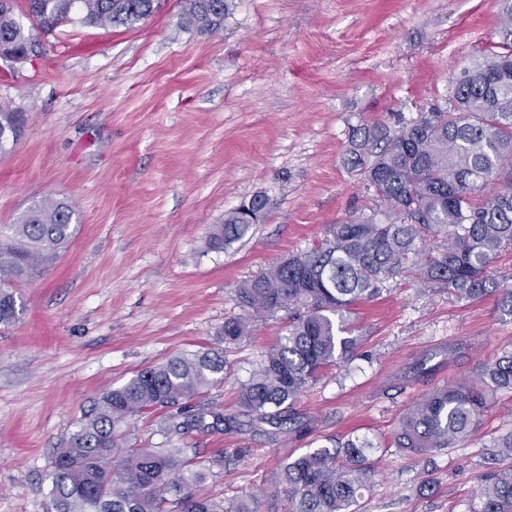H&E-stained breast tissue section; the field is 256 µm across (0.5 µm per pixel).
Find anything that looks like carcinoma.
Listing matches in <instances>:
<instances>
[{"label":"carcinoma","instance_id":"obj_1","mask_svg":"<svg viewBox=\"0 0 512 512\" xmlns=\"http://www.w3.org/2000/svg\"><path fill=\"white\" fill-rule=\"evenodd\" d=\"M182 23L215 27L229 0H184ZM29 16L49 33L72 20L131 28L149 17L156 0H28ZM499 41L491 57L465 65L451 83L450 108L421 110L394 129L380 122L351 130V168L360 171L381 208L329 228L318 245L289 255L239 288L244 314L224 320L222 348L181 352L146 368L103 394L57 450L50 496L55 512H258L253 496L229 504L197 495L213 468L238 461L246 449L217 451L207 460L188 449L126 448L120 431L151 409L172 411L166 437L191 431L262 430L311 435L315 421L299 414L298 397L320 373L353 352L347 319L356 302L375 297L380 278L417 267L420 278L473 300L499 292L512 315V289L488 274L489 264L512 249V0H503ZM37 43L0 0V48L24 59ZM24 118L0 111V149L17 140ZM268 199L254 195L215 225L208 244L220 251L241 240L265 215ZM72 207L45 199L0 224V325L18 319L14 287L30 281L70 242ZM288 313L284 334L241 383L238 413L200 402L224 379V349L240 343L253 323ZM503 392H512V352L478 365L476 379H458L421 394L399 417L396 447L427 457L464 444ZM363 437L327 439L282 464L268 493L284 512H355L367 485ZM512 460V431L493 439L487 463ZM472 512H512V466L477 490Z\"/></svg>","mask_w":512,"mask_h":512}]
</instances>
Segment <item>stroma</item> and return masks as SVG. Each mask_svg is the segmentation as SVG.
Instances as JSON below:
<instances>
[{"label":"stroma","instance_id":"35a3bbf8","mask_svg":"<svg viewBox=\"0 0 512 512\" xmlns=\"http://www.w3.org/2000/svg\"><path fill=\"white\" fill-rule=\"evenodd\" d=\"M182 0L127 29L59 26L35 55L0 60V109L24 115L0 149V224L42 199L67 201V247L17 286L22 310L0 328V512H54L56 448L106 390L184 351L214 347L241 314L238 290L322 240L328 225L378 207L347 165L349 129L446 106L449 81L497 42L500 0H232L214 29H185ZM263 194V219L221 251L207 239L226 213ZM357 339L296 403L318 440L359 435L373 446L363 512H471L491 470V440L512 428L499 395L473 441L426 461L400 453L402 411L422 392L474 377L479 361L512 350L498 295L469 301L415 274L382 281L351 308ZM285 312L255 322L226 350L231 364L206 403L237 410V394ZM433 369L414 380L421 361ZM168 412L135 416L134 448L165 442ZM207 455L242 448L215 470L207 495L268 492L307 441L269 444L261 432H191Z\"/></svg>","mask_w":512,"mask_h":512}]
</instances>
